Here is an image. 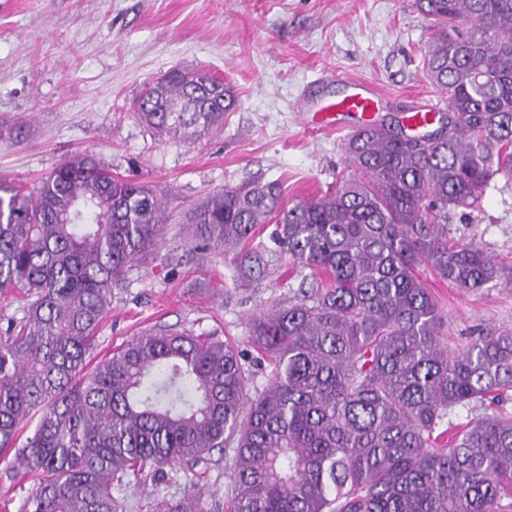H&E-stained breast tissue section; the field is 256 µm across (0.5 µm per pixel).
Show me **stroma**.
<instances>
[{
	"label": "stroma",
	"instance_id": "obj_1",
	"mask_svg": "<svg viewBox=\"0 0 512 512\" xmlns=\"http://www.w3.org/2000/svg\"><path fill=\"white\" fill-rule=\"evenodd\" d=\"M434 35L415 0H0V179L34 188L60 162L91 155L166 202L160 243L113 289L94 357L171 329L216 336L255 358L253 316L293 299L306 270L278 250L270 223L255 237L270 263L240 276L232 257L195 249L190 208L253 180L281 181L292 203L346 174L347 131L305 125L295 110L322 71L376 86L385 117L423 104L446 111L425 75ZM177 65L233 86L237 104L223 129L160 140L131 112L144 85ZM18 124L19 138L9 133ZM448 227L454 240L512 265V179L495 176L479 207L455 209ZM417 273L447 321L449 348H463L477 325L512 327V286L466 291L428 264ZM232 455L213 452L202 489L216 512ZM180 474L170 467L161 482L122 488L127 512H151Z\"/></svg>",
	"mask_w": 512,
	"mask_h": 512
}]
</instances>
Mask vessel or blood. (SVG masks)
Listing matches in <instances>:
<instances>
[{
    "mask_svg": "<svg viewBox=\"0 0 512 512\" xmlns=\"http://www.w3.org/2000/svg\"><path fill=\"white\" fill-rule=\"evenodd\" d=\"M341 94L327 97L316 95L306 107V122L323 129H342L351 124L374 120L381 109L382 98L370 83L348 80L343 82Z\"/></svg>",
    "mask_w": 512,
    "mask_h": 512,
    "instance_id": "1",
    "label": "vessel or blood"
}]
</instances>
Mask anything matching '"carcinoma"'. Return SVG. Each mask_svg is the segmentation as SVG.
Segmentation results:
<instances>
[{
  "label": "carcinoma",
  "mask_w": 512,
  "mask_h": 512,
  "mask_svg": "<svg viewBox=\"0 0 512 512\" xmlns=\"http://www.w3.org/2000/svg\"><path fill=\"white\" fill-rule=\"evenodd\" d=\"M439 34L430 85L448 101L414 138L375 121L344 145L351 174L284 206L277 181L207 196L190 212L201 249L229 253L276 221L280 248L321 286L251 326L267 383L212 336L146 331L99 361L112 289L165 223L148 186L92 156L29 191L0 180V294L25 298L0 327V454L33 478L21 512H125L113 491L184 473L153 512H210L195 490L234 448L227 512H512V328L458 353L416 272L463 289L509 280L481 246L448 238V210L476 206L512 172V0H416ZM236 99L224 79L174 68L134 114L160 136L206 135ZM457 406L484 409L453 434ZM32 428L31 435L20 439Z\"/></svg>",
  "instance_id": "cac0c4a2"
}]
</instances>
